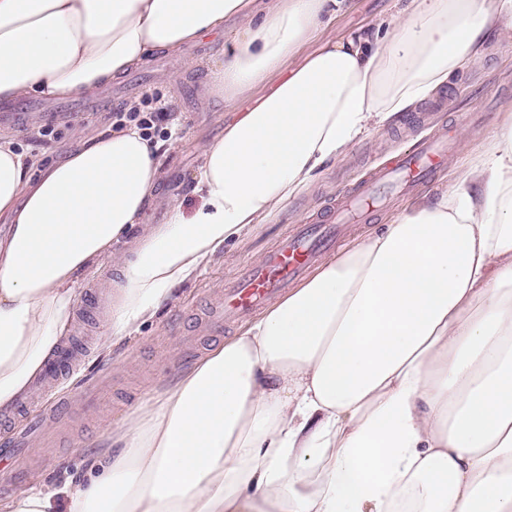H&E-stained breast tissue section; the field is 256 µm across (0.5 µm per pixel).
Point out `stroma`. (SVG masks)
Returning <instances> with one entry per match:
<instances>
[{
	"label": "stroma",
	"mask_w": 512,
	"mask_h": 512,
	"mask_svg": "<svg viewBox=\"0 0 512 512\" xmlns=\"http://www.w3.org/2000/svg\"><path fill=\"white\" fill-rule=\"evenodd\" d=\"M397 9L396 0H346L316 40L287 60V68L300 65L319 42L390 18ZM235 36L236 28L229 23L201 43L186 46L181 56L154 53L120 82L91 96L32 97L8 109L0 107V131L14 136L20 148L39 156L45 165L76 148L75 131L87 137L99 134L111 128L113 113L140 104L144 97L158 98L167 112L161 126L170 135L160 150L162 186L142 221L164 223L175 207L192 214L200 204L191 177L201 164V146L222 138L225 125L241 108L240 102L205 94L211 70L223 62L224 47ZM511 104L512 41L491 36L477 64L450 78L445 90L414 111L360 136L346 157L326 162L308 190L225 246L194 280L177 287L173 300L151 322L107 354L98 350L101 318L111 302L110 283L117 273L108 262L88 273L80 284L66 343L72 352L67 368L54 378L37 379L12 413L0 415V443L17 437L29 441L27 449L17 451L16 466H25L32 456L38 460L27 484L45 481L62 486L82 477L106 431L121 424L148 394L165 388L179 371L239 334L241 322L210 331L201 327L200 318L207 301L231 284L240 265L261 260L295 225L324 215L337 194L371 167L388 163L414 140L450 125L461 138L421 194L434 197L452 188L474 156L484 151ZM48 125L54 126V134L41 136Z\"/></svg>",
	"instance_id": "1"
}]
</instances>
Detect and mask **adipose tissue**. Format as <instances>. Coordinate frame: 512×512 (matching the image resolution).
Wrapping results in <instances>:
<instances>
[{
    "label": "adipose tissue",
    "instance_id": "1",
    "mask_svg": "<svg viewBox=\"0 0 512 512\" xmlns=\"http://www.w3.org/2000/svg\"><path fill=\"white\" fill-rule=\"evenodd\" d=\"M342 3L0 0V104L94 94L230 19L206 94L247 102L202 147L200 208L145 227L162 170L136 126L44 167L0 134V411L67 339L80 274L118 272L108 351L359 135L443 90L489 35L512 38V0H411L285 70ZM98 464L0 512H512V122L457 187L326 259L135 407Z\"/></svg>",
    "mask_w": 512,
    "mask_h": 512
}]
</instances>
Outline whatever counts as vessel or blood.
<instances>
[{
	"mask_svg": "<svg viewBox=\"0 0 512 512\" xmlns=\"http://www.w3.org/2000/svg\"><path fill=\"white\" fill-rule=\"evenodd\" d=\"M452 139L451 133L444 132L420 140L402 154L397 164L374 169L367 180L341 192L331 222L298 225L262 263L245 265L235 282L217 297L213 323L221 325L254 313L287 292L309 263L335 248L342 226L351 216L368 214L395 195L428 185L450 150Z\"/></svg>",
	"mask_w": 512,
	"mask_h": 512,
	"instance_id": "1",
	"label": "vessel or blood"
}]
</instances>
